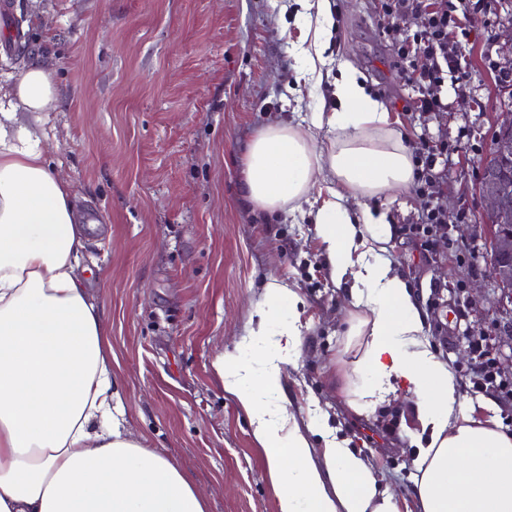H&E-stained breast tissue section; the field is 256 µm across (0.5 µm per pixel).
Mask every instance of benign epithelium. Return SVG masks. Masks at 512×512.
<instances>
[{
	"label": "benign epithelium",
	"instance_id": "1",
	"mask_svg": "<svg viewBox=\"0 0 512 512\" xmlns=\"http://www.w3.org/2000/svg\"><path fill=\"white\" fill-rule=\"evenodd\" d=\"M475 191L485 202L490 269L500 303L512 306V110L496 113L495 135L480 164Z\"/></svg>",
	"mask_w": 512,
	"mask_h": 512
}]
</instances>
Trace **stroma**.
<instances>
[{"label":"stroma","mask_w":512,"mask_h":512,"mask_svg":"<svg viewBox=\"0 0 512 512\" xmlns=\"http://www.w3.org/2000/svg\"><path fill=\"white\" fill-rule=\"evenodd\" d=\"M450 11L448 51L462 68L437 93L442 113L418 112L400 76L398 50L416 32L412 13L383 16L381 0H334L330 42L366 92L407 136L440 147L432 174L447 237L430 234L424 199L408 189L386 199L388 257L425 287V332L452 358L467 403L487 394L512 431V375L500 343L512 317L492 288L485 209L473 185L489 151L502 67L501 34L512 0H424ZM295 0H0V87L32 62L54 69L59 97L45 113L54 163L81 209L97 220L81 276L111 331L127 426L147 447L190 471L207 512H277V494L249 419L212 367L220 350L254 358L243 343L271 278L298 288L309 326L295 363L281 367L300 429L326 422L371 460L376 477L409 497L421 428L402 397L353 415L330 376L351 362L343 289L301 212L252 210L241 198L240 160L274 121L307 123L314 98L293 100L294 58L278 29ZM482 341L503 388H477L470 340Z\"/></svg>","instance_id":"obj_1"}]
</instances>
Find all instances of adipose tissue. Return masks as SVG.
<instances>
[{"label":"adipose tissue","mask_w":512,"mask_h":512,"mask_svg":"<svg viewBox=\"0 0 512 512\" xmlns=\"http://www.w3.org/2000/svg\"><path fill=\"white\" fill-rule=\"evenodd\" d=\"M297 2L295 90L331 83L337 105L312 112L306 127L268 124L242 159V187L260 211L309 209L359 346L334 376L348 409L363 415L402 387L413 395L423 436L411 499L380 486L334 428H320L313 450L289 410L267 404L304 334L297 289L264 285L246 339L260 378L231 353L213 367L249 417L278 512H512V434L465 407L448 358L425 334L423 298L385 256L388 215L368 204L408 189L405 135L353 68L328 55L331 0ZM57 97L54 71L33 62L0 100V512H206L196 482L126 431L110 332L79 273L85 216L22 120Z\"/></svg>","instance_id":"ef3b65f1"}]
</instances>
